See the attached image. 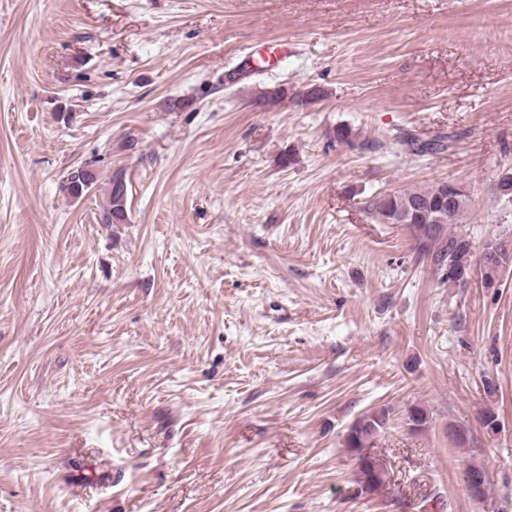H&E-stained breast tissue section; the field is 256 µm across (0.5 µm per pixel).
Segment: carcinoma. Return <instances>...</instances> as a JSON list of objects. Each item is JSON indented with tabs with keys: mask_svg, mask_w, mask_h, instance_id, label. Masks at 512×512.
<instances>
[{
	"mask_svg": "<svg viewBox=\"0 0 512 512\" xmlns=\"http://www.w3.org/2000/svg\"><path fill=\"white\" fill-rule=\"evenodd\" d=\"M285 90L278 87L266 89L258 96V102L265 107L273 108L282 104ZM400 146L409 153L423 156L447 148L442 139L419 142L412 138L398 140ZM455 192L464 203L449 217L448 223L439 227V235L430 233L434 224L437 207L448 198V193ZM411 200L416 204L411 223L407 225L422 256L431 258L433 266L442 273L441 282L452 287L465 284V276L473 269L474 251L470 235L461 230L467 223L471 209L469 195L452 180L435 181L427 186H411L393 191V198L380 202L376 199L371 204V211L379 215L384 209L398 204L401 200ZM127 185L109 179L107 207L103 213L106 224H118L126 220ZM479 262L486 264L489 271L497 278L512 268V243L500 238H490L482 246ZM406 416L414 423L413 430L421 431L430 422L427 411L414 405L407 410ZM390 418V410L382 408L355 419L347 429L342 446L363 459L362 449L373 445L375 439L386 429Z\"/></svg>",
	"mask_w": 512,
	"mask_h": 512,
	"instance_id": "cac0c4a2",
	"label": "carcinoma"
}]
</instances>
